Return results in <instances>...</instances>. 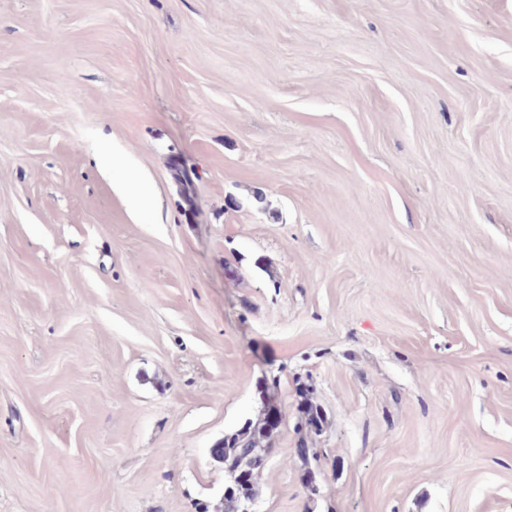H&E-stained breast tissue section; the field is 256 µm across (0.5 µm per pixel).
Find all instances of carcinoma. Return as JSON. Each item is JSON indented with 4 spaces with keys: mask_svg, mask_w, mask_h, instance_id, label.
I'll return each mask as SVG.
<instances>
[{
    "mask_svg": "<svg viewBox=\"0 0 512 512\" xmlns=\"http://www.w3.org/2000/svg\"><path fill=\"white\" fill-rule=\"evenodd\" d=\"M278 416L274 408L263 414V418L256 424H248L242 430L224 438V444L219 449L218 458L224 461V467L231 470L245 471L249 478L244 482L247 490L244 492L248 498H253V479L261 467L252 463V456L256 453H266V447L276 432V424L272 417Z\"/></svg>",
    "mask_w": 512,
    "mask_h": 512,
    "instance_id": "obj_1",
    "label": "carcinoma"
}]
</instances>
